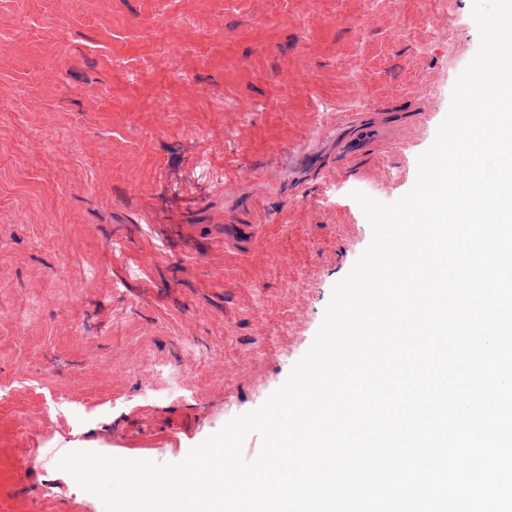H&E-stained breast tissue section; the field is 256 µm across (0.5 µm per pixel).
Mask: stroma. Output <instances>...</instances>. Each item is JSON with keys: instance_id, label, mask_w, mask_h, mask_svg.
I'll use <instances>...</instances> for the list:
<instances>
[{"instance_id": "35a3bbf8", "label": "stroma", "mask_w": 512, "mask_h": 512, "mask_svg": "<svg viewBox=\"0 0 512 512\" xmlns=\"http://www.w3.org/2000/svg\"><path fill=\"white\" fill-rule=\"evenodd\" d=\"M478 47L472 0H0V512L279 388Z\"/></svg>"}]
</instances>
